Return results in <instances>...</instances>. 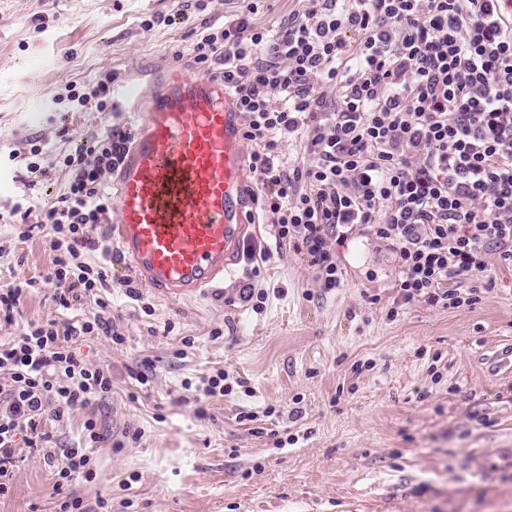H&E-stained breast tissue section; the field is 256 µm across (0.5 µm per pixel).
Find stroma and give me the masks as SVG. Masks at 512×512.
I'll return each mask as SVG.
<instances>
[{
	"instance_id": "stroma-1",
	"label": "stroma",
	"mask_w": 512,
	"mask_h": 512,
	"mask_svg": "<svg viewBox=\"0 0 512 512\" xmlns=\"http://www.w3.org/2000/svg\"><path fill=\"white\" fill-rule=\"evenodd\" d=\"M239 9V0H209L202 12L177 0H0V153L33 136L70 150L113 123L135 129L130 114L92 103L54 118L50 95L154 65L196 75V39ZM154 15L159 24L143 30ZM252 240L270 251L263 312L232 302V279L223 295L169 303L139 283L136 297L111 294L125 344L75 340L87 364L110 370L112 389L44 425L61 449L78 446L85 421L97 424V476L72 490L112 512H512V374L493 363L512 343V270L472 306L397 307L384 243L354 235L338 246L347 275L326 293L306 253L277 246L270 225ZM0 245V282L50 266L42 235L22 242L0 223ZM54 291L43 284L21 321L0 322V342L29 321L98 311L91 298L60 309ZM220 368L250 388L198 417L181 383ZM242 407L262 413L257 429L237 422ZM291 435L296 444L277 447ZM55 471L43 449L21 448L0 512H58Z\"/></svg>"
}]
</instances>
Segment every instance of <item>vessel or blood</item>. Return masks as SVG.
I'll return each instance as SVG.
<instances>
[{
    "instance_id": "b4317fda",
    "label": "vessel or blood",
    "mask_w": 512,
    "mask_h": 512,
    "mask_svg": "<svg viewBox=\"0 0 512 512\" xmlns=\"http://www.w3.org/2000/svg\"><path fill=\"white\" fill-rule=\"evenodd\" d=\"M116 96L141 125L116 177L109 234L127 275L167 299L215 289L234 276L255 234L246 212L241 114L223 81L164 67Z\"/></svg>"
}]
</instances>
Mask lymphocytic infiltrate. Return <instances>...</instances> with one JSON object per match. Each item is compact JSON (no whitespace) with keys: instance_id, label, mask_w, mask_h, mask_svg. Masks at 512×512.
<instances>
[{"instance_id":"obj_1","label":"lymphocytic infiltrate","mask_w":512,"mask_h":512,"mask_svg":"<svg viewBox=\"0 0 512 512\" xmlns=\"http://www.w3.org/2000/svg\"><path fill=\"white\" fill-rule=\"evenodd\" d=\"M283 31L253 27L255 0L243 14L212 24L192 48L203 73L222 79L246 123L249 167L278 243L305 250L324 291L343 287L337 245L363 228L386 243L397 266L395 304L454 309L491 290L498 269L512 268V0H306ZM360 36L357 52L346 38ZM115 74L69 83L53 101L68 111L95 103L115 109ZM340 90L329 104L326 90ZM301 137L299 161L284 140ZM131 134L120 127L89 136L73 152L29 138L27 176L10 212L21 239L41 230L53 254L44 278L13 275L0 286V320L14 322L42 282L71 308L90 295L100 311L75 324L30 322L0 344V496L11 489L20 444L44 448L45 413L63 419L110 392L108 369L89 366L73 347L80 336L125 338L103 299L111 280L93 252L110 253L103 176L122 164ZM67 174L54 207L28 219L47 168ZM246 382L224 369L184 380L198 416L209 402ZM57 466L59 512H100L67 493L76 478L93 480L95 461L69 448Z\"/></svg>"}]
</instances>
